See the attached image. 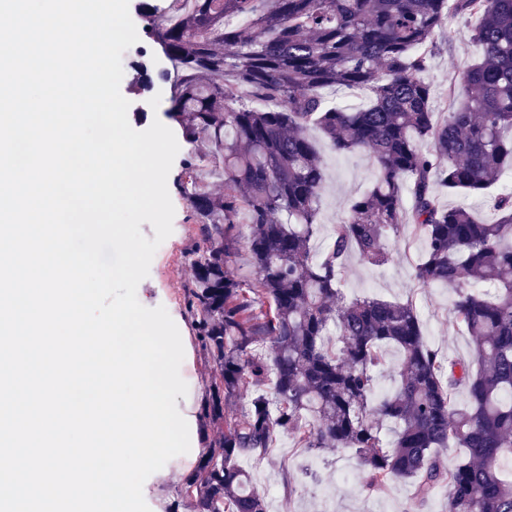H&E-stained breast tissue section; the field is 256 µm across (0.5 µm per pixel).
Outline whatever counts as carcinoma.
<instances>
[{
    "mask_svg": "<svg viewBox=\"0 0 512 512\" xmlns=\"http://www.w3.org/2000/svg\"><path fill=\"white\" fill-rule=\"evenodd\" d=\"M174 2L184 7L140 0L139 10L173 70L164 115L186 143L212 147L189 153L176 183L200 221L187 304L218 367L207 413L224 421L184 488L194 512H267L242 461L268 456L282 434L310 452L355 451L370 494L409 480L421 500L446 489L444 512H512L500 467L512 456V193L493 200L491 222L440 203L443 189L479 193L512 172V0ZM458 16L476 18L481 54L441 114L428 60ZM341 89L366 92V103L336 104ZM313 130L376 168L318 253L327 172ZM206 169L224 175V194L202 186ZM243 214L250 284L228 271ZM404 224L426 244L418 284L455 289L448 331L466 330L470 362L441 356L409 302L342 299L351 257L389 262L382 242ZM387 347L399 353V385L374 406ZM249 390L225 420L224 406ZM450 442L464 449L451 467Z\"/></svg>",
    "mask_w": 512,
    "mask_h": 512,
    "instance_id": "cac0c4a2",
    "label": "carcinoma"
}]
</instances>
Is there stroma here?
<instances>
[{"mask_svg":"<svg viewBox=\"0 0 512 512\" xmlns=\"http://www.w3.org/2000/svg\"><path fill=\"white\" fill-rule=\"evenodd\" d=\"M471 19L456 17L450 22L454 32L451 40L441 41L438 51L429 61V77L435 89L436 110H447L448 85L455 73L467 62L476 59L480 48L469 38ZM125 80L120 91L130 103L128 120L138 131L149 127L152 118L162 116L168 107V86L159 75L169 67L161 49L140 38L122 57ZM147 70L152 79L149 88L131 93L128 80L140 70ZM328 180L322 198L319 228L313 241L314 249L327 246L331 224L348 210L351 201L369 191L375 178V167L368 154L357 151L348 154L325 152ZM175 215L173 232L156 251L148 276L137 288L139 302L150 307H164L176 320L179 331L188 337L191 357L187 362L196 399L192 407L197 423L200 448L213 446L224 432V425L211 421L207 407L215 366L203 351L195 331L194 315L189 309L185 290L193 279L192 253L199 239L195 215L187 200L171 192ZM393 253V261L382 266L352 259L343 275L341 293L345 300L373 297L391 301L411 302L423 323L428 343L443 356L469 358L471 347L464 331H449L453 290L441 285L420 287L414 279V269L424 253L423 241L410 226H403L385 240ZM253 476L258 491L268 501L269 512H442L445 492L435 490L424 500L417 499L407 481L388 482L383 491L367 494L361 487L359 461L350 451L311 454L299 448L288 435L278 437L270 457L243 463ZM291 472L297 490L288 495L283 491V472Z\"/></svg>","mask_w":512,"mask_h":512,"instance_id":"35a3bbf8","label":"stroma"}]
</instances>
